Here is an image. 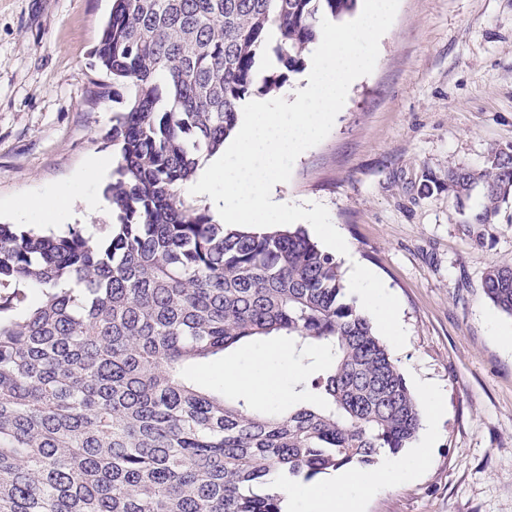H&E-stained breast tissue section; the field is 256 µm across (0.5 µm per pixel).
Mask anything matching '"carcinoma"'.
<instances>
[{"label":"carcinoma","mask_w":512,"mask_h":512,"mask_svg":"<svg viewBox=\"0 0 512 512\" xmlns=\"http://www.w3.org/2000/svg\"><path fill=\"white\" fill-rule=\"evenodd\" d=\"M357 0H112L94 57L125 91L107 235L0 225V512H285L290 482L410 447L422 414L336 258L301 227L218 223L179 187L239 105L306 65ZM265 69L262 81L256 74ZM469 224L512 199V147L448 168ZM487 297L512 316V263ZM306 367L262 408L199 368L264 337Z\"/></svg>","instance_id":"cac0c4a2"}]
</instances>
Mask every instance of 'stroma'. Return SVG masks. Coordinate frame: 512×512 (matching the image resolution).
<instances>
[{
	"label": "stroma",
	"instance_id": "1",
	"mask_svg": "<svg viewBox=\"0 0 512 512\" xmlns=\"http://www.w3.org/2000/svg\"><path fill=\"white\" fill-rule=\"evenodd\" d=\"M111 0H0V224L43 231L91 225L110 207L85 195L90 159L114 157L105 139L121 93L93 51ZM512 146V0H400L374 71L356 79L329 135L301 153L278 188L286 202L323 204L345 239L344 276L362 266L401 325L387 344L412 393L440 391L439 429L426 462L377 486L361 512H512V316L486 296L483 273L512 262V201L489 224L448 194L449 167L487 165ZM71 183L54 222L21 212L26 198ZM282 340L242 346L243 369L265 360L277 400L294 399Z\"/></svg>",
	"mask_w": 512,
	"mask_h": 512
}]
</instances>
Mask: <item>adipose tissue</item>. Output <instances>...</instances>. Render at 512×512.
<instances>
[{
	"label": "adipose tissue",
	"mask_w": 512,
	"mask_h": 512,
	"mask_svg": "<svg viewBox=\"0 0 512 512\" xmlns=\"http://www.w3.org/2000/svg\"><path fill=\"white\" fill-rule=\"evenodd\" d=\"M353 284L366 311L379 321L388 335H398L399 324L392 306L372 274L363 268H355ZM224 381L252 398L266 394L276 385L275 376L260 361L248 371L226 364ZM423 460V453L417 452L388 458L368 474L354 469L339 471L331 481L316 482L306 488L303 494L305 512H358L361 500L376 486L412 474Z\"/></svg>",
	"instance_id": "ef3b65f1"
}]
</instances>
